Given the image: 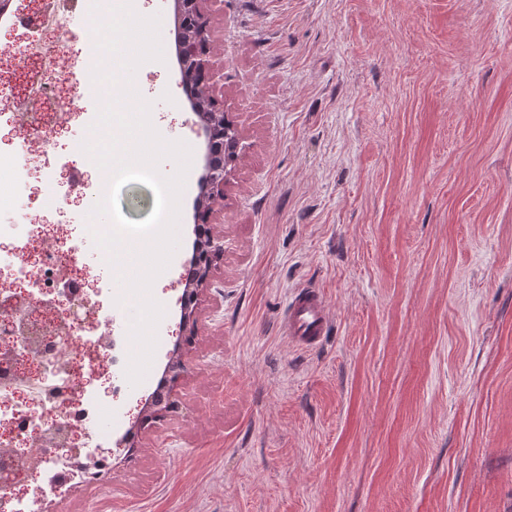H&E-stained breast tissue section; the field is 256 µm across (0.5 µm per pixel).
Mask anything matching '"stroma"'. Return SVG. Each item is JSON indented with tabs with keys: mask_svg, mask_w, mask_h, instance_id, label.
Wrapping results in <instances>:
<instances>
[{
	"mask_svg": "<svg viewBox=\"0 0 512 512\" xmlns=\"http://www.w3.org/2000/svg\"><path fill=\"white\" fill-rule=\"evenodd\" d=\"M135 75L150 118L192 149L180 245L144 380L103 416L112 470L39 512H512V0H224V104L245 145L184 344L207 139L172 50ZM82 125L17 185L0 224L82 214ZM324 292L312 351L280 320ZM177 407L140 421L173 356Z\"/></svg>",
	"mask_w": 512,
	"mask_h": 512,
	"instance_id": "1",
	"label": "stroma"
}]
</instances>
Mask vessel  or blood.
<instances>
[{
  "mask_svg": "<svg viewBox=\"0 0 512 512\" xmlns=\"http://www.w3.org/2000/svg\"><path fill=\"white\" fill-rule=\"evenodd\" d=\"M330 326L323 292L307 286L298 289L289 300L280 331L292 346L308 351L320 344Z\"/></svg>",
  "mask_w": 512,
  "mask_h": 512,
  "instance_id": "vessel-or-blood-1",
  "label": "vessel or blood"
}]
</instances>
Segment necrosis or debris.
I'll list each match as a JSON object with an SVG mask.
<instances>
[{
	"instance_id": "necrosis-or-debris-1",
	"label": "necrosis or debris",
	"mask_w": 512,
	"mask_h": 512,
	"mask_svg": "<svg viewBox=\"0 0 512 512\" xmlns=\"http://www.w3.org/2000/svg\"><path fill=\"white\" fill-rule=\"evenodd\" d=\"M38 64L46 82L26 88L29 99L61 96L70 67L64 49L26 42L16 59ZM92 123L93 115L72 110L49 137L26 143V158L0 154V211L11 205L15 183L28 180L29 165L62 136L71 122ZM90 229L71 234L67 225L37 217L0 224V474L13 485L0 487V512H33L34 499L54 494L78 477L92 481L110 468L87 437L105 411V396L119 394L106 378L131 342L102 319L97 299L126 308L129 296L112 280L81 263Z\"/></svg>"
}]
</instances>
